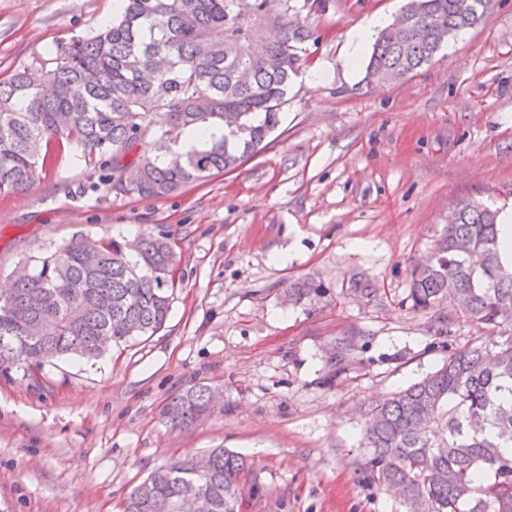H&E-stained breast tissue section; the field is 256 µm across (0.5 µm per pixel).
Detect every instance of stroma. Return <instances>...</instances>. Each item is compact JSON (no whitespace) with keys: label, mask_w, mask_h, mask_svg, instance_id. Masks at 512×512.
I'll list each match as a JSON object with an SVG mask.
<instances>
[{"label":"stroma","mask_w":512,"mask_h":512,"mask_svg":"<svg viewBox=\"0 0 512 512\" xmlns=\"http://www.w3.org/2000/svg\"><path fill=\"white\" fill-rule=\"evenodd\" d=\"M402 6L322 0L278 129L235 172L164 198L83 196L66 144L0 196L1 291L80 231L163 233L181 281L150 339L0 373V512H119L155 468L219 446L252 466L239 512H406L370 479L361 429L449 351L495 336L452 301L415 312L408 288L457 202L512 199V0L405 79L367 83L372 49L348 62V35ZM111 16L112 0H0V78ZM299 278L319 295L290 300ZM198 383L213 413L170 429L163 407Z\"/></svg>","instance_id":"1"}]
</instances>
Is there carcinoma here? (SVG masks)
<instances>
[{"instance_id":"carcinoma-1","label":"carcinoma","mask_w":512,"mask_h":512,"mask_svg":"<svg viewBox=\"0 0 512 512\" xmlns=\"http://www.w3.org/2000/svg\"><path fill=\"white\" fill-rule=\"evenodd\" d=\"M406 0L417 26L458 34L493 0ZM315 28L296 0H115L112 22L56 45L47 59L0 79V195L34 183L76 144L87 172L79 193L163 198L236 170L281 122L292 76ZM445 45L429 33L383 29L368 82L403 79ZM224 137L183 152L189 130ZM428 263L410 273L411 307L452 296L468 316L512 325V273L498 251L496 214L460 201ZM128 241L76 234L35 260L0 294V372L34 370L49 354L99 358L111 345L152 336L165 324L176 254L143 231ZM312 279L288 284L297 302L318 295ZM213 391L194 385L164 410L172 428L192 426ZM363 435L369 476L404 498L408 512H512V335L448 354L434 372L372 409ZM239 453L213 449L204 466L184 457L156 468L123 499L122 512H235Z\"/></svg>"}]
</instances>
